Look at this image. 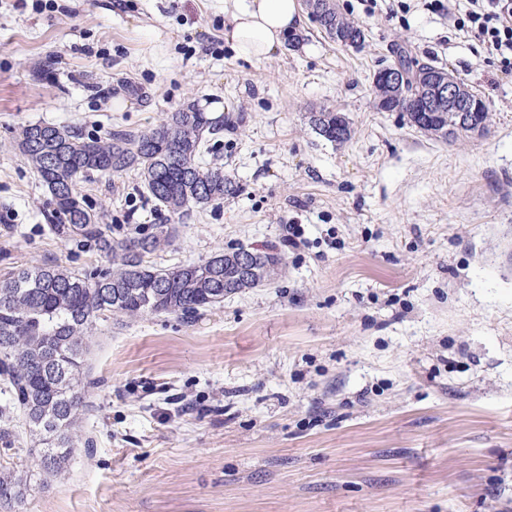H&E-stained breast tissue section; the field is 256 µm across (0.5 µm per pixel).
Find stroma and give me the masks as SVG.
<instances>
[{
  "label": "stroma",
  "mask_w": 512,
  "mask_h": 512,
  "mask_svg": "<svg viewBox=\"0 0 512 512\" xmlns=\"http://www.w3.org/2000/svg\"><path fill=\"white\" fill-rule=\"evenodd\" d=\"M224 2L0 0V280L109 264L53 225L15 128L147 132L189 101L239 116L216 153L240 190L193 207L149 263L281 258L196 315L99 323L89 442L66 481L33 477L24 512H512V76L425 0L393 18L337 0L362 49L310 17L259 62L225 41ZM401 51L485 99L487 135L445 142L379 111L373 74ZM322 108L349 141L314 132ZM140 185L79 190L117 240L168 219ZM309 114L312 129L325 140L342 143L350 137V123L341 113L322 109Z\"/></svg>",
  "instance_id": "1"
}]
</instances>
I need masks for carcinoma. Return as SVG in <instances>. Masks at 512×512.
Here are the masks:
<instances>
[{
    "instance_id": "carcinoma-1",
    "label": "carcinoma",
    "mask_w": 512,
    "mask_h": 512,
    "mask_svg": "<svg viewBox=\"0 0 512 512\" xmlns=\"http://www.w3.org/2000/svg\"><path fill=\"white\" fill-rule=\"evenodd\" d=\"M308 8L327 38L346 41V48L364 46V28L344 16L336 0H310ZM397 66L405 72L406 87L418 104L431 91L424 72L448 75L403 54L392 64ZM373 88L378 106L394 101L389 84L378 79ZM403 116L410 125L446 141L466 134L455 125L444 134L437 123L417 112ZM309 121L331 143H342L351 135L349 121L339 112L322 109L310 113ZM237 123L230 115L210 117L188 104L148 133L117 132L105 140L86 137L66 125L31 123L16 131L20 151L51 195L54 221L96 242L101 252L112 255V267L72 274L43 265L20 269L0 281V376L10 402L23 410L25 426L38 437V447L24 456L15 452L0 463V512H20L32 491L31 469H40L49 479H65L71 454L82 442L79 420L92 386L87 356L97 321L113 314L193 313L245 287H260L276 275L281 258L256 250L258 262L250 281L238 282L244 248L219 254L215 262L155 268L145 257L171 237L168 225L115 241L78 191V183L94 175L136 170L149 198L181 220L195 206L239 192L223 167L205 159L213 141Z\"/></svg>"
}]
</instances>
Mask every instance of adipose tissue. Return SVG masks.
Returning a JSON list of instances; mask_svg holds the SVG:
<instances>
[{"instance_id":"1","label":"adipose tissue","mask_w":512,"mask_h":512,"mask_svg":"<svg viewBox=\"0 0 512 512\" xmlns=\"http://www.w3.org/2000/svg\"><path fill=\"white\" fill-rule=\"evenodd\" d=\"M224 38L238 57L263 60L303 28L299 0H232Z\"/></svg>"}]
</instances>
